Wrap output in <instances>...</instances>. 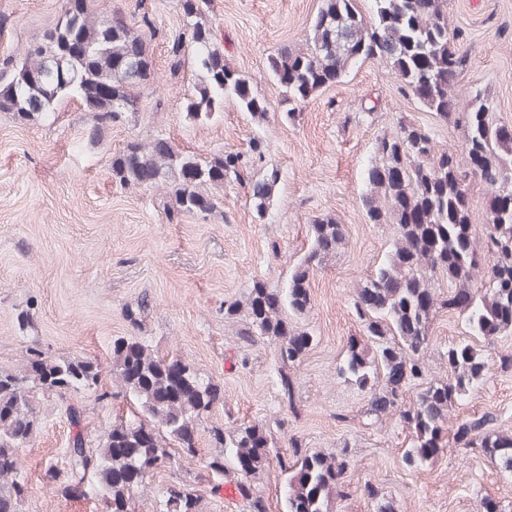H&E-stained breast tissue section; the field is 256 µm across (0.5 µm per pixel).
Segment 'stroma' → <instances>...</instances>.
<instances>
[{
  "mask_svg": "<svg viewBox=\"0 0 512 512\" xmlns=\"http://www.w3.org/2000/svg\"><path fill=\"white\" fill-rule=\"evenodd\" d=\"M153 17L148 36L154 79L137 111L92 141L91 118L78 102L62 104L55 119L25 122L0 112V371L15 373L25 350L37 345L52 359L90 358L111 387L112 343L143 337L155 351L188 362L214 380L223 398L197 441V454L179 475L160 470L153 486L181 479L201 495L204 512H245L226 495L211 492L205 467L218 444L211 427L262 423L272 456L292 453L289 438L308 451L337 453L349 445L353 467L336 512H476L485 494L512 512V477L501 474L480 450L447 448L417 468L402 454L411 433L399 416L368 411V395L340 378L350 341L367 338L353 311L356 292L391 250L392 224L369 223L362 198L370 190L367 169L378 138L394 134L398 121L426 129L438 148H456L463 132L442 122L416 99L403 96L390 65L368 59L342 82L316 92L285 119L287 106L270 78L267 60L281 44L305 47L321 0H209L206 18L224 62L264 99L267 118L257 121L231 103L210 122L184 116L192 70L170 77L168 40L181 27L176 0H144ZM61 0H0V56L39 40L60 12ZM448 25L461 30L470 63L455 87L458 104L482 94L493 118L512 128V0H448ZM263 133L269 150L249 179L225 183L222 204L207 216L169 223L172 197L165 188L121 186L109 155L133 138L165 139L175 149L207 160L245 149ZM277 170L276 194L257 216L252 182ZM331 216L345 237L334 255L310 271V309L294 318L314 342L290 370L293 404L282 401L276 349L247 345L224 320V302H246L254 282L284 286L311 246V220ZM148 308L140 323L126 315L140 299ZM461 316L438 310L425 355L429 380L445 377L449 345L466 339ZM496 356L484 381L448 413L449 420L492 411L500 429L512 432V334L495 341ZM83 407L88 442L97 446L115 417L130 416L123 396L37 395L38 429L19 451L26 488L19 512H94L93 502L66 496L46 476L66 470L73 430L67 405ZM373 484L376 498L363 493Z\"/></svg>",
  "mask_w": 512,
  "mask_h": 512,
  "instance_id": "1",
  "label": "stroma"
}]
</instances>
